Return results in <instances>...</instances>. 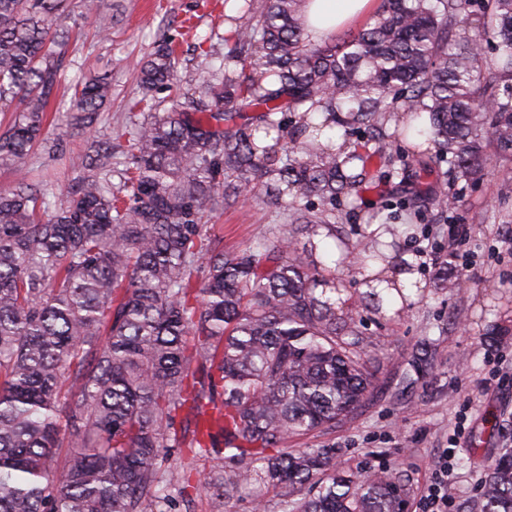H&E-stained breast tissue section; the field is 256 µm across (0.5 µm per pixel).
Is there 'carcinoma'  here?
Wrapping results in <instances>:
<instances>
[{
	"label": "carcinoma",
	"mask_w": 512,
	"mask_h": 512,
	"mask_svg": "<svg viewBox=\"0 0 512 512\" xmlns=\"http://www.w3.org/2000/svg\"><path fill=\"white\" fill-rule=\"evenodd\" d=\"M240 2L248 20L198 98L154 112L177 64L171 36L138 63L134 107L149 113L95 149L51 219L25 174L0 192V512H163L190 488L223 512L242 483L277 490L280 512H405L399 477L345 471L336 445L288 438L349 419L372 386L355 315L384 298L347 288L336 230L367 161L402 180L418 166L400 202L415 218L456 207L489 150L512 157V0H381L366 27L324 44L308 38L306 0ZM82 7L109 31L98 0ZM66 8L0 0V112L15 113L0 165L40 138ZM111 93L106 73L76 84L71 120L90 127ZM445 160L447 179L422 187ZM261 194L288 207L269 237L239 249L208 233L207 212ZM411 226L372 237L364 262L386 261ZM427 361L423 343L402 388ZM470 512H512V448Z\"/></svg>",
	"instance_id": "carcinoma-1"
}]
</instances>
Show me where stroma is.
I'll list each match as a JSON object with an SVG mask.
<instances>
[{
  "mask_svg": "<svg viewBox=\"0 0 512 512\" xmlns=\"http://www.w3.org/2000/svg\"><path fill=\"white\" fill-rule=\"evenodd\" d=\"M209 2L99 0L101 12L112 19L105 36L83 15L81 0H70L62 23L68 32L62 81L104 72L111 78L112 96L86 130L71 124L69 99L60 97L39 142L22 160L30 180L46 184L51 209L63 205L68 191L77 186L89 143L105 142L114 127L139 121V114L129 109L139 94L134 67L151 51L161 20L172 22L179 62L172 90L157 95L158 109L169 108L172 97L196 96L204 72L223 63L224 46L212 36L229 34L235 24ZM459 196L455 208L435 207L419 218L402 243L415 257L423 292L393 319L367 309L360 312L377 366L375 386L363 406L335 428L288 442L292 448L304 442L336 444L339 462L348 470L404 474L407 512H414L434 462L447 448L466 397H473L475 405L457 436L451 461V512H465L495 448L512 444V249L505 242L512 224L495 220L500 201L512 200V157H492L484 179L460 187ZM438 220L460 226L458 251L472 260L469 269L455 270L453 288L437 287L438 268L426 255L428 249L448 243L447 236L432 234ZM276 221L273 208L256 198L213 212L208 229L223 235L225 246L243 248L267 236ZM493 304L498 307L494 315L488 312ZM493 321L507 330L495 342L484 337ZM424 340L433 348L431 369L412 390L403 391L400 374Z\"/></svg>",
  "mask_w": 512,
  "mask_h": 512,
  "instance_id": "obj_1",
  "label": "stroma"
}]
</instances>
